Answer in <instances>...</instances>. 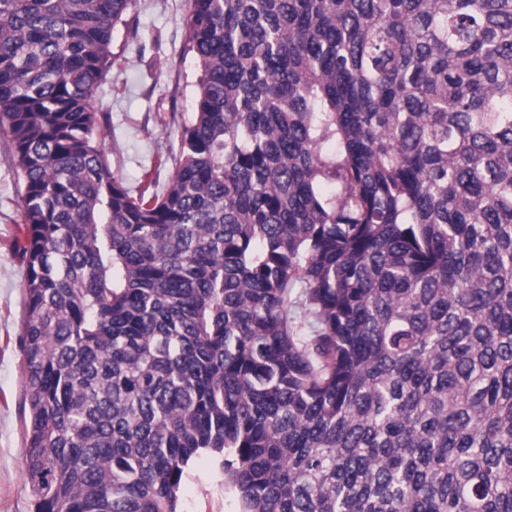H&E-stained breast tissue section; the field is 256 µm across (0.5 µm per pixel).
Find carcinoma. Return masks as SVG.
Here are the masks:
<instances>
[{"label":"carcinoma","instance_id":"1","mask_svg":"<svg viewBox=\"0 0 512 512\" xmlns=\"http://www.w3.org/2000/svg\"><path fill=\"white\" fill-rule=\"evenodd\" d=\"M133 2L0 0L35 512H178L204 451L241 512H512V0H188L136 195L95 97Z\"/></svg>","mask_w":512,"mask_h":512}]
</instances>
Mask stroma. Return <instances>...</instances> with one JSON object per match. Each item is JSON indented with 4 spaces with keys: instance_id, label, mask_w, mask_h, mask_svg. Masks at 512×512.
<instances>
[{
    "instance_id": "1",
    "label": "stroma",
    "mask_w": 512,
    "mask_h": 512,
    "mask_svg": "<svg viewBox=\"0 0 512 512\" xmlns=\"http://www.w3.org/2000/svg\"><path fill=\"white\" fill-rule=\"evenodd\" d=\"M187 0H135L113 32L118 65L101 81L96 102L107 118L104 151L124 186L152 174L158 189L171 168L160 157L178 151L182 124L193 110L197 62L188 50ZM17 166L0 135V512H33L24 469L20 324L24 266L14 248L21 235ZM180 512H240L236 492L206 453L186 468Z\"/></svg>"
}]
</instances>
